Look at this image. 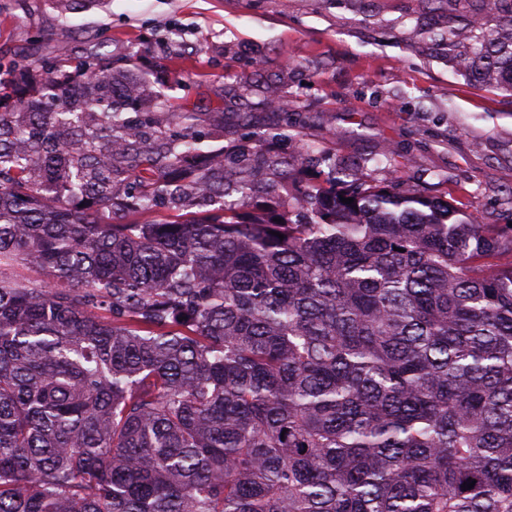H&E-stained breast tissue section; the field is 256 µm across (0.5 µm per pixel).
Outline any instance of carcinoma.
<instances>
[{
  "mask_svg": "<svg viewBox=\"0 0 512 512\" xmlns=\"http://www.w3.org/2000/svg\"><path fill=\"white\" fill-rule=\"evenodd\" d=\"M497 2L459 64L512 90ZM147 91L0 60V512H512V234L334 176L241 221L195 113L124 116Z\"/></svg>",
  "mask_w": 512,
  "mask_h": 512,
  "instance_id": "obj_1",
  "label": "carcinoma"
}]
</instances>
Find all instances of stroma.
<instances>
[{"mask_svg":"<svg viewBox=\"0 0 512 512\" xmlns=\"http://www.w3.org/2000/svg\"><path fill=\"white\" fill-rule=\"evenodd\" d=\"M472 0H93L60 13L56 0H0V57L23 64L59 47H93L147 76L182 106L224 112L203 150L258 155L270 135L294 175L338 170L363 186L391 184L456 200L512 231V92L475 85L471 49L449 25Z\"/></svg>","mask_w":512,"mask_h":512,"instance_id":"obj_1","label":"stroma"}]
</instances>
